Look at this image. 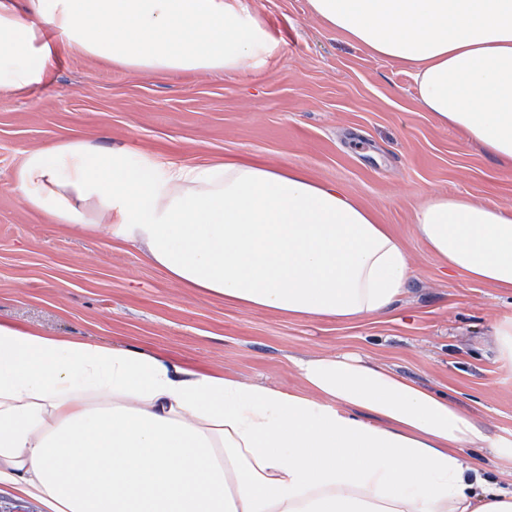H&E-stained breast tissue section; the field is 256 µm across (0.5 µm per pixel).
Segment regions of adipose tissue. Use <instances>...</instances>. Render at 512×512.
Segmentation results:
<instances>
[{
	"label": "adipose tissue",
	"mask_w": 512,
	"mask_h": 512,
	"mask_svg": "<svg viewBox=\"0 0 512 512\" xmlns=\"http://www.w3.org/2000/svg\"><path fill=\"white\" fill-rule=\"evenodd\" d=\"M327 28L411 67L418 101L512 160V0H308ZM240 0H0V92L61 57L235 73L276 50ZM51 223L142 249L185 288L291 319L391 314L402 242L338 188L253 160L176 165L81 136L12 174ZM415 230L442 266L512 291V207L437 197ZM284 391L132 348L0 323V493L40 512H512L465 457L512 434L359 357L296 360Z\"/></svg>",
	"instance_id": "1"
}]
</instances>
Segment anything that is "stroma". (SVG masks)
Returning a JSON list of instances; mask_svg holds the SVG:
<instances>
[{
	"mask_svg": "<svg viewBox=\"0 0 512 512\" xmlns=\"http://www.w3.org/2000/svg\"><path fill=\"white\" fill-rule=\"evenodd\" d=\"M277 40L233 74L129 72L80 55L53 83L0 93V322L282 389L293 358L342 352L448 394L490 434L512 431V374L495 319L512 293L440 267L415 236L434 196L512 207V166L423 111L410 69L326 28L307 0H242ZM81 135L175 163L247 158L296 165L374 212L401 239L412 278L393 314L353 326L290 320L183 288L139 248L47 223L11 184L25 153Z\"/></svg>",
	"mask_w": 512,
	"mask_h": 512,
	"instance_id": "1",
	"label": "stroma"
}]
</instances>
